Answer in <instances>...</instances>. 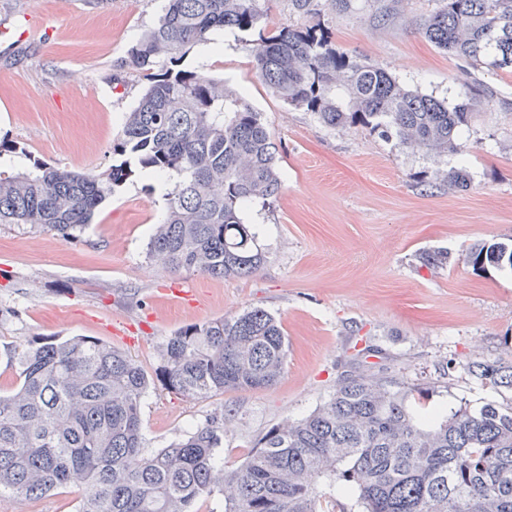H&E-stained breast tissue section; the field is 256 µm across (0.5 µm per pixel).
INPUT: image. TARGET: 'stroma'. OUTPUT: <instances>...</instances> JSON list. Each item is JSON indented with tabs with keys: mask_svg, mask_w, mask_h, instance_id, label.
I'll return each mask as SVG.
<instances>
[{
	"mask_svg": "<svg viewBox=\"0 0 512 512\" xmlns=\"http://www.w3.org/2000/svg\"><path fill=\"white\" fill-rule=\"evenodd\" d=\"M377 0H352L321 19L333 46L379 65L402 84L456 103L477 82L494 95L453 154L400 149L357 126L333 130L284 104L260 81L248 34L190 46L180 69L223 79L258 112L278 150L279 194L244 212L266 262L245 278L174 275L149 255L166 197L134 172L75 239L0 224V390L15 380L11 346L43 336H90L125 350L147 371L181 326L261 307L288 338L283 377L262 390H230L192 401L163 389L146 397L150 447L225 411L224 462L240 465L255 441L286 419L323 404L360 361L405 388L427 391L430 410L476 411L505 396L469 376L467 364L512 362V272L473 271L465 250L512 240V74L466 75L463 61L428 42L420 24L436 0H402L387 23ZM162 0H0V139L16 152L0 169L34 162L99 173L116 163L112 144L145 79L129 48L158 20ZM465 169L451 189L437 173ZM446 263L425 265V254ZM186 283L196 309L163 302ZM75 483L36 500L0 494V512H76Z\"/></svg>",
	"mask_w": 512,
	"mask_h": 512,
	"instance_id": "35a3bbf8",
	"label": "stroma"
}]
</instances>
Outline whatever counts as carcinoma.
I'll return each instance as SVG.
<instances>
[{"label":"carcinoma","mask_w":512,"mask_h":512,"mask_svg":"<svg viewBox=\"0 0 512 512\" xmlns=\"http://www.w3.org/2000/svg\"><path fill=\"white\" fill-rule=\"evenodd\" d=\"M308 22L267 26L262 0H165L156 25L128 51L148 80L98 174L35 163L0 170V224L47 229L69 241L132 173L175 178L149 253L170 272L218 278L256 272L265 255L241 213L277 195L276 147L264 122L221 79L175 70L212 31L254 36L258 77L285 103L331 129L369 127L403 149L454 152L472 123L477 84L453 105L400 84L384 68L332 46L320 22L351 0H289ZM421 30L474 70L512 74V0H438ZM475 271L512 269V243L466 249ZM19 382L0 392V492L31 500L84 486L78 512H194L221 497L224 512H336L319 485L356 495L359 512H512V405L422 412L385 377L354 371L309 415L270 427L242 464L224 467V414L149 449L142 401L161 386L190 400L257 390L282 377L288 344L263 308L187 324L162 344L149 376L125 351L87 336L39 339L11 351ZM468 373L512 392V364L472 362Z\"/></svg>","instance_id":"1"}]
</instances>
